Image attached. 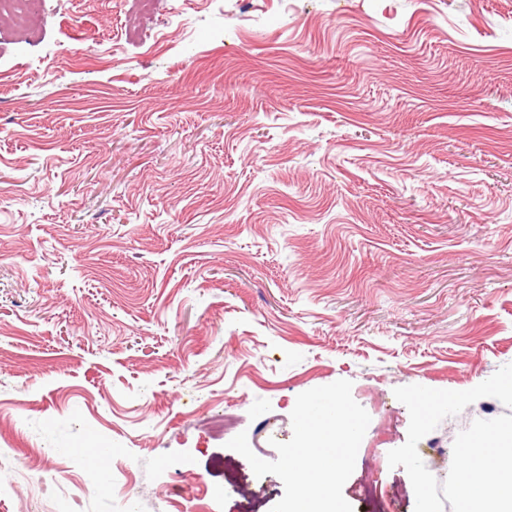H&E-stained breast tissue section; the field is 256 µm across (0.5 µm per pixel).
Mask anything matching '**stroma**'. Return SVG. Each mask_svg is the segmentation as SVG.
I'll return each instance as SVG.
<instances>
[{
	"instance_id": "stroma-1",
	"label": "stroma",
	"mask_w": 512,
	"mask_h": 512,
	"mask_svg": "<svg viewBox=\"0 0 512 512\" xmlns=\"http://www.w3.org/2000/svg\"><path fill=\"white\" fill-rule=\"evenodd\" d=\"M509 363L512 0L0 23V512H289L329 394L362 425L337 501L414 512L394 389ZM500 406L420 440L437 480Z\"/></svg>"
}]
</instances>
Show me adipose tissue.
<instances>
[{"label": "adipose tissue", "instance_id": "adipose-tissue-1", "mask_svg": "<svg viewBox=\"0 0 512 512\" xmlns=\"http://www.w3.org/2000/svg\"><path fill=\"white\" fill-rule=\"evenodd\" d=\"M351 418V413L340 407L334 416L312 417L305 424L302 450L296 456V468L291 471L298 492L290 512H337L335 485L341 477L338 450L349 442L350 430L337 428L336 422ZM320 447L327 449V456H316Z\"/></svg>", "mask_w": 512, "mask_h": 512}]
</instances>
